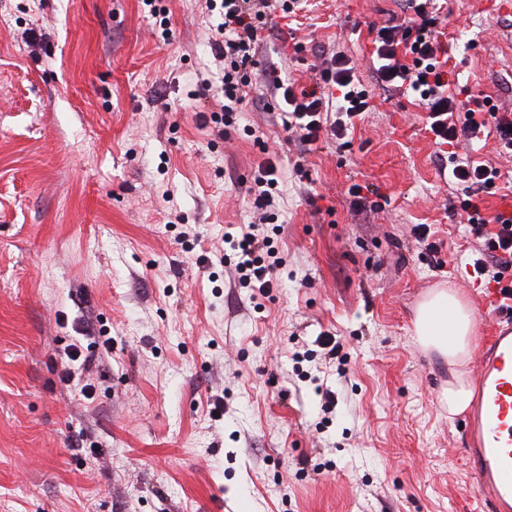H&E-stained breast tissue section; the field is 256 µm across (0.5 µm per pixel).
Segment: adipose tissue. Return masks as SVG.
Wrapping results in <instances>:
<instances>
[{
	"label": "adipose tissue",
	"instance_id": "1",
	"mask_svg": "<svg viewBox=\"0 0 512 512\" xmlns=\"http://www.w3.org/2000/svg\"><path fill=\"white\" fill-rule=\"evenodd\" d=\"M473 314L452 291L432 294L419 307L414 327L422 345L434 348L449 365L470 357Z\"/></svg>",
	"mask_w": 512,
	"mask_h": 512
}]
</instances>
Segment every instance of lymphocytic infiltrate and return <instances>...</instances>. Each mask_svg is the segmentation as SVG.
Wrapping results in <instances>:
<instances>
[{
	"label": "lymphocytic infiltrate",
	"mask_w": 512,
	"mask_h": 512,
	"mask_svg": "<svg viewBox=\"0 0 512 512\" xmlns=\"http://www.w3.org/2000/svg\"><path fill=\"white\" fill-rule=\"evenodd\" d=\"M300 0H221L222 21L211 40V54L222 63V97L219 110L211 112L216 128L234 126L252 84L255 56L271 29L272 14H288L298 8ZM408 16L402 23H386L373 40L372 70L376 86L384 90L412 93L425 111L426 124L438 145L448 147V176L466 193L461 208L467 214V231L481 240L484 250L473 262L478 276L490 277L500 284L504 294L512 286L503 283L500 271L512 266V221L494 216L480 218L479 196L495 185L496 168L471 159L460 160L457 148L461 141L484 137L495 128L502 146L512 152V119H499L489 125L487 98L476 96L458 99L448 92V48L438 41L436 0H404ZM319 88L296 90L287 78H275L273 93L286 105L283 125L295 133L302 145L319 141L321 133L344 139L354 121L372 107L371 88L356 77L347 57H332L320 74ZM257 211L256 223L247 225L238 236H227L238 255L236 271L241 287L269 293L275 273L283 261L272 248L266 225L276 223L280 197L278 168L265 162L250 188Z\"/></svg>",
	"instance_id": "f902f5d3"
}]
</instances>
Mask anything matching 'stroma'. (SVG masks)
Segmentation results:
<instances>
[{
	"mask_svg": "<svg viewBox=\"0 0 512 512\" xmlns=\"http://www.w3.org/2000/svg\"><path fill=\"white\" fill-rule=\"evenodd\" d=\"M162 4L166 39L142 0H0V512H487L443 398L452 369L414 332L437 290L484 305L423 109L376 90L343 146L302 149L275 109L217 133L220 15ZM441 11L451 89L512 114V12ZM400 13L304 0L258 66L307 89L339 53L371 83V30ZM269 158L285 265L260 295L224 233L250 224Z\"/></svg>",
	"mask_w": 512,
	"mask_h": 512,
	"instance_id": "obj_1",
	"label": "stroma"
}]
</instances>
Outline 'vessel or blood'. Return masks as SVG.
Returning <instances> with one entry per match:
<instances>
[{
  "label": "vessel or blood",
  "instance_id": "obj_1",
  "mask_svg": "<svg viewBox=\"0 0 512 512\" xmlns=\"http://www.w3.org/2000/svg\"><path fill=\"white\" fill-rule=\"evenodd\" d=\"M475 376L478 400L464 433L477 495L488 512H512V316L495 317Z\"/></svg>",
  "mask_w": 512,
  "mask_h": 512
}]
</instances>
